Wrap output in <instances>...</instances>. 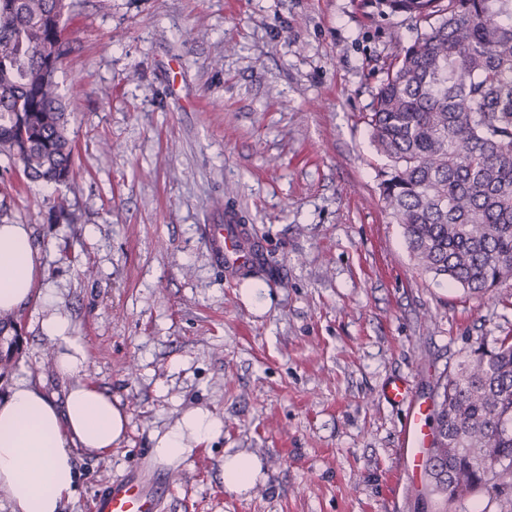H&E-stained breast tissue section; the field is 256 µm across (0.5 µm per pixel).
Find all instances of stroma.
I'll use <instances>...</instances> for the list:
<instances>
[{
    "label": "stroma",
    "instance_id": "35a3bbf8",
    "mask_svg": "<svg viewBox=\"0 0 512 512\" xmlns=\"http://www.w3.org/2000/svg\"><path fill=\"white\" fill-rule=\"evenodd\" d=\"M68 26L57 80L79 170L23 184L0 218L30 226L88 379L129 425L111 454L78 452L61 512H93L135 464L164 512H415L427 478L389 485L403 410L383 387L404 377L430 400L471 348L512 336V280L477 297L423 272L379 196L364 117L427 21L378 0H77ZM228 208L269 274L227 283L204 238ZM44 315L17 312L0 395L59 389ZM197 407L223 433L155 457ZM228 450L261 461L247 493L224 487Z\"/></svg>",
    "mask_w": 512,
    "mask_h": 512
}]
</instances>
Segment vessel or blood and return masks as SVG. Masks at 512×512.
Masks as SVG:
<instances>
[{"mask_svg":"<svg viewBox=\"0 0 512 512\" xmlns=\"http://www.w3.org/2000/svg\"><path fill=\"white\" fill-rule=\"evenodd\" d=\"M206 247L224 264L227 280L233 281L249 272L262 248L259 241L242 230L238 217L229 212L223 223L213 225L206 237ZM385 401L401 404L404 418L400 429L399 453L413 471L425 470L429 464L426 451L431 445L426 423L428 405L414 400L407 379L397 378L384 388ZM94 512H159L160 500L155 486L142 478L126 477L112 483L96 498Z\"/></svg>","mask_w":512,"mask_h":512,"instance_id":"vessel-or-blood-1","label":"vessel or blood"}]
</instances>
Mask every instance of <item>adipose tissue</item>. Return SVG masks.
I'll list each match as a JSON object with an SVG mask.
<instances>
[{"label":"adipose tissue","instance_id":"1","mask_svg":"<svg viewBox=\"0 0 512 512\" xmlns=\"http://www.w3.org/2000/svg\"><path fill=\"white\" fill-rule=\"evenodd\" d=\"M38 251L25 224H0V317L10 318L33 299L49 307L41 327L57 344L55 372L61 392L21 380L0 397V502L10 512H60L75 493V452L111 453L126 435L127 417L111 394L87 380L89 351L70 319L56 312L52 289L41 287ZM224 430L209 410L184 413L154 446L173 460ZM259 461L246 453L224 456V486L243 494L253 488Z\"/></svg>","mask_w":512,"mask_h":512}]
</instances>
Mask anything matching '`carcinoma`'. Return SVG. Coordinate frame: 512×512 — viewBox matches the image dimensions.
<instances>
[{"instance_id": "cac0c4a2", "label": "carcinoma", "mask_w": 512, "mask_h": 512, "mask_svg": "<svg viewBox=\"0 0 512 512\" xmlns=\"http://www.w3.org/2000/svg\"><path fill=\"white\" fill-rule=\"evenodd\" d=\"M75 0H0V157L65 184L74 147L49 60L62 62ZM434 19L384 70L367 124L388 160L385 207L425 272L482 296L512 279V0H382ZM427 495L448 512L480 487L512 488V337L438 379Z\"/></svg>"}]
</instances>
